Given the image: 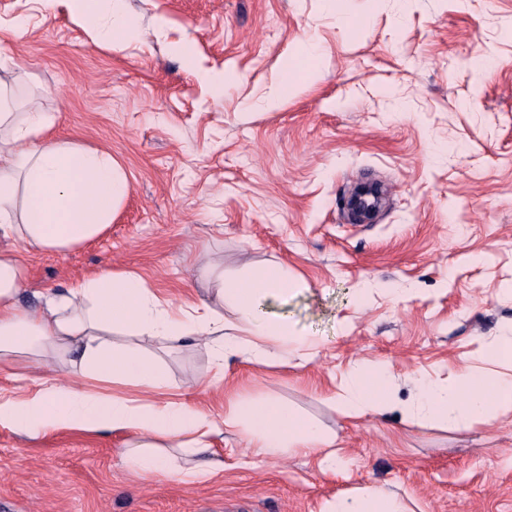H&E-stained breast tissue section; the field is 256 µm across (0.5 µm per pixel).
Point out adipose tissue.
Returning a JSON list of instances; mask_svg holds the SVG:
<instances>
[{
  "mask_svg": "<svg viewBox=\"0 0 512 512\" xmlns=\"http://www.w3.org/2000/svg\"><path fill=\"white\" fill-rule=\"evenodd\" d=\"M119 0H82L76 20L86 23L112 14L111 27L96 38L120 49L135 29L118 15ZM55 117L46 112H16L7 90H0V236L27 246L63 251L100 236L129 192L110 157L57 141ZM21 257L0 250V371L19 362L60 364L74 382L37 389H0V427L36 437L59 429L119 433L121 463L141 472H161L189 484L224 470L214 439L244 432L254 453L279 457L291 450L317 451L325 469L336 470L342 457L336 435L303 420L275 402L230 404L222 421L163 399L168 387L164 363L151 346H171L201 336L216 368L226 354L245 349L250 362L264 365L294 350L319 345L313 336L295 334L269 301H287L297 282L272 262L255 276L213 289L206 300L174 305L130 271L107 270L62 292H42L34 306L22 305ZM232 323H225V312ZM118 386L138 388L135 397L115 394ZM330 401L346 419L384 415L395 405L388 366L361 361L340 380ZM512 410V376L488 377L471 367L453 380H420L417 404L405 418L426 417L455 428H469L488 415ZM393 492L367 487L328 501L323 512H398Z\"/></svg>",
  "mask_w": 512,
  "mask_h": 512,
  "instance_id": "obj_1",
  "label": "adipose tissue"
}]
</instances>
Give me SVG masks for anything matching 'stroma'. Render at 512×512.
Returning <instances> with one entry per match:
<instances>
[{"label": "stroma", "instance_id": "35a3bbf8", "mask_svg": "<svg viewBox=\"0 0 512 512\" xmlns=\"http://www.w3.org/2000/svg\"><path fill=\"white\" fill-rule=\"evenodd\" d=\"M139 46L113 50L71 0H0V81L63 142L116 160L129 192L97 239L20 249L23 304L106 269L174 303L207 294L204 265L234 279L280 263L300 279L272 302L316 357L265 366L232 353L212 381L202 341L163 352L176 399L222 420L275 401L334 430L345 468L271 460L225 434L223 475L181 484L120 463L119 434L0 427V512H322L358 488L411 512H512V412L470 429L400 413L349 421L326 397L358 360L414 377L478 365L512 325V0H121ZM28 31L15 37L13 23ZM300 78L279 105L268 99ZM385 205L350 223L354 182ZM380 283L365 302L355 291Z\"/></svg>", "mask_w": 512, "mask_h": 512}]
</instances>
